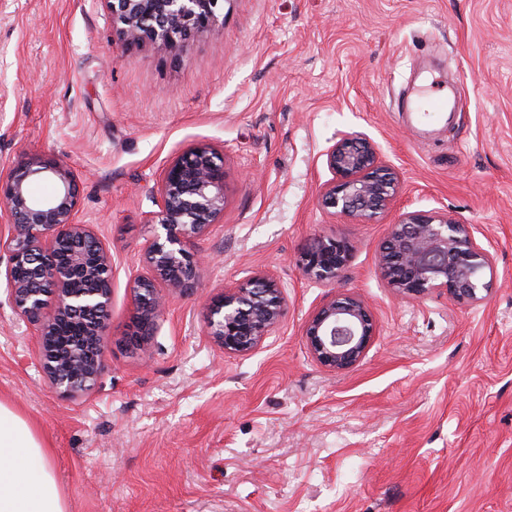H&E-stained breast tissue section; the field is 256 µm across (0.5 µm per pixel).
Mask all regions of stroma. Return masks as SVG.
<instances>
[{
    "instance_id": "obj_1",
    "label": "stroma",
    "mask_w": 512,
    "mask_h": 512,
    "mask_svg": "<svg viewBox=\"0 0 512 512\" xmlns=\"http://www.w3.org/2000/svg\"><path fill=\"white\" fill-rule=\"evenodd\" d=\"M427 92L448 122L414 112ZM355 131L401 183L366 224L318 202L326 151ZM196 144L224 155V217L194 293L132 347L148 192ZM33 156L74 169L77 220L112 254L104 366L77 399L0 282V402L46 442L67 512H512V0H226L173 52L125 44L105 0H7L0 169ZM406 211L471 225L493 256L483 300L396 297L375 257ZM316 234L352 245L339 285L375 327L346 372L303 336L330 294L296 265ZM258 271L282 321L224 353L208 307Z\"/></svg>"
}]
</instances>
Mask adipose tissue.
<instances>
[{
	"instance_id": "adipose-tissue-1",
	"label": "adipose tissue",
	"mask_w": 512,
	"mask_h": 512,
	"mask_svg": "<svg viewBox=\"0 0 512 512\" xmlns=\"http://www.w3.org/2000/svg\"><path fill=\"white\" fill-rule=\"evenodd\" d=\"M46 456L28 421L0 403V512H66Z\"/></svg>"
}]
</instances>
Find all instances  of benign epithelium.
Segmentation results:
<instances>
[{
  "instance_id": "benign-epithelium-1",
  "label": "benign epithelium",
  "mask_w": 512,
  "mask_h": 512,
  "mask_svg": "<svg viewBox=\"0 0 512 512\" xmlns=\"http://www.w3.org/2000/svg\"><path fill=\"white\" fill-rule=\"evenodd\" d=\"M119 35L134 45L171 50L217 21L223 0H105ZM332 178L319 196L323 209L367 223L383 214L400 189L397 172L380 160L361 132L344 134L325 153ZM49 178L54 193L37 200L31 181ZM156 209L149 222L163 229L144 253L146 272L129 282L135 317L127 336L139 346L154 336L169 299L195 287L202 258L194 251L224 215V155L208 144L191 146L163 168L149 192ZM77 176L60 159L32 157L0 170V253L7 254V294L17 314L35 326L43 370L61 393L76 397L98 382L110 324L112 254L90 224L76 221ZM351 248L325 235L311 237L297 265L304 277L334 286L349 264ZM493 256L477 243L470 225L442 213L406 212L391 225L377 253L381 278L401 300L443 289L458 302L484 298ZM284 315L282 288L257 272L224 289L210 306L206 335L224 353L246 355L274 331ZM78 334L57 343L59 326ZM308 350L322 366L347 371L365 356L374 325L365 302L334 294L304 327Z\"/></svg>"
}]
</instances>
